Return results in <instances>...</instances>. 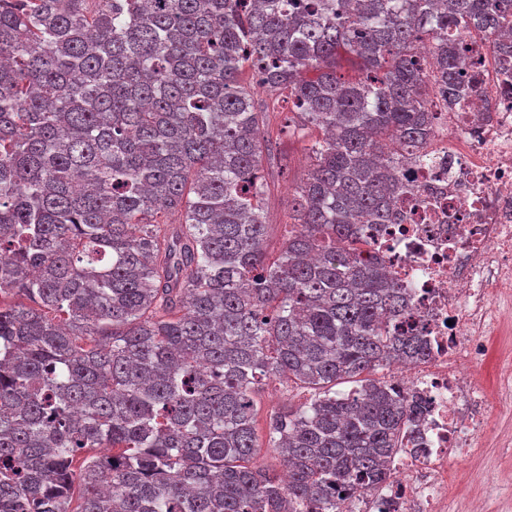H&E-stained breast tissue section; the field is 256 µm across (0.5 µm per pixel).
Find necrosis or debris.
Instances as JSON below:
<instances>
[{
  "mask_svg": "<svg viewBox=\"0 0 512 512\" xmlns=\"http://www.w3.org/2000/svg\"><path fill=\"white\" fill-rule=\"evenodd\" d=\"M476 92L455 105L435 99L439 121L413 159L401 220L372 231L374 253L410 293L408 317L429 356L387 375L422 400L411 443L372 494L343 512H446L448 465L485 435V394L470 378L481 337L512 306V87L492 42L475 38Z\"/></svg>",
  "mask_w": 512,
  "mask_h": 512,
  "instance_id": "necrosis-or-debris-1",
  "label": "necrosis or debris"
}]
</instances>
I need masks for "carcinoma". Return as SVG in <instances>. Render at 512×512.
I'll use <instances>...</instances> for the list:
<instances>
[{"mask_svg": "<svg viewBox=\"0 0 512 512\" xmlns=\"http://www.w3.org/2000/svg\"><path fill=\"white\" fill-rule=\"evenodd\" d=\"M512 0H0V512H342L423 405L426 358L369 249ZM359 74L340 73V60ZM257 83L287 92L257 107ZM314 129L265 254L262 129ZM312 393L269 422L255 394ZM355 382L347 393L336 385ZM310 398V394L304 388L296 385L294 382L286 380L273 381L264 385L256 399L258 401V431L265 446L266 427L271 416L279 412L282 407L290 402L292 405L305 403Z\"/></svg>", "mask_w": 512, "mask_h": 512, "instance_id": "1", "label": "carcinoma"}]
</instances>
